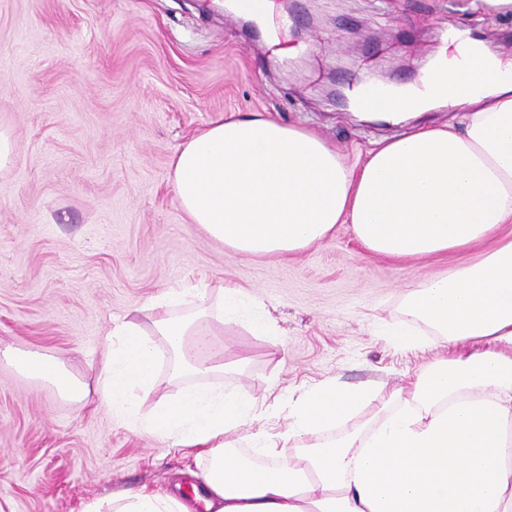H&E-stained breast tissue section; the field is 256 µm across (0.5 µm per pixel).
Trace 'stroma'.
Masks as SVG:
<instances>
[{
  "instance_id": "stroma-1",
  "label": "stroma",
  "mask_w": 512,
  "mask_h": 512,
  "mask_svg": "<svg viewBox=\"0 0 512 512\" xmlns=\"http://www.w3.org/2000/svg\"><path fill=\"white\" fill-rule=\"evenodd\" d=\"M224 3L0 0V126L15 138L0 171V351L53 354L88 377L112 327L168 288L237 287L244 317L215 339L223 377L163 373L154 395L220 383L256 400L255 418L231 435L246 455L251 435L280 430L289 403L313 388L405 385L452 356L440 340L407 349L380 331L404 320L409 288L479 252L389 260L364 252L346 224L284 258L233 252L179 206L176 148L220 117L261 112L356 162L455 109L371 124L337 107L331 89L378 76L395 89L419 84L452 31L511 59L512 14L480 0H275L274 15L294 19L275 46ZM289 46L299 50L292 76L282 68ZM256 311L275 335L252 331ZM194 469L175 440L133 432L0 358V512H85L126 491L188 492Z\"/></svg>"
}]
</instances>
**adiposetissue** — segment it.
I'll return each instance as SVG.
<instances>
[{
  "label": "adipose tissue",
  "mask_w": 512,
  "mask_h": 512,
  "mask_svg": "<svg viewBox=\"0 0 512 512\" xmlns=\"http://www.w3.org/2000/svg\"><path fill=\"white\" fill-rule=\"evenodd\" d=\"M469 66L473 89L449 78ZM405 104L403 118L458 104V120L420 125L379 141L348 165L315 132L258 112L211 122L176 150L177 201L191 223L247 256L280 257L350 225L369 253L399 260L488 244L477 261L427 278L403 306L418 326L458 347L407 386L323 385L300 396L279 433H258L259 466L226 435L252 402L187 386L150 411L142 403L161 368L220 376L224 360H199L198 336L235 320L240 289L183 283L107 335L94 379L58 356L1 352L14 370L77 403L97 399L137 433L176 439L203 462L205 512H512V62L481 43L441 54ZM190 309L175 315L177 306ZM86 512H191L175 496L140 491L90 503Z\"/></svg>",
  "instance_id": "1"
}]
</instances>
